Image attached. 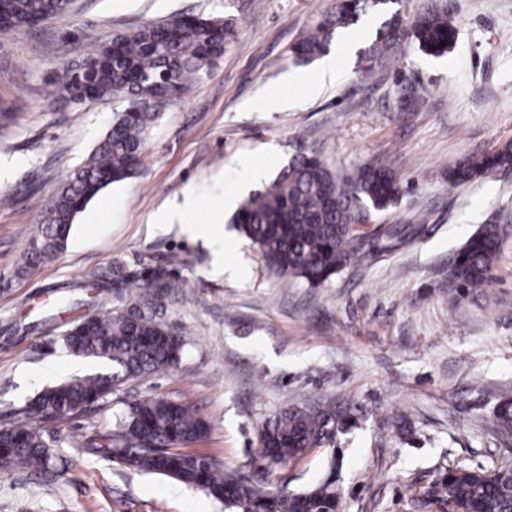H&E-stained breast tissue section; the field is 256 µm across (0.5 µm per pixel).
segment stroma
<instances>
[{
    "mask_svg": "<svg viewBox=\"0 0 512 512\" xmlns=\"http://www.w3.org/2000/svg\"><path fill=\"white\" fill-rule=\"evenodd\" d=\"M458 30L443 57L410 36L361 60L380 25L368 17L330 48L336 83L312 95L317 63L292 47L336 0H72L67 15L0 34V423L43 387L93 372L60 346L88 314L118 307L80 289L114 261L174 262L182 283L153 302L185 335L178 369L121 385L90 410L48 424L55 466L40 480L0 477V512H225L206 491L84 453L128 402L159 396L195 408L210 424L192 452L250 473L265 490L314 485L336 458L342 512H426L419 497L448 467L512 462V441L490 427L512 397V173L449 189L466 154L512 141V0H453ZM177 15L233 20L224 56L166 107L149 133L137 174L109 185L74 219L66 249L30 277L15 270L50 198L112 124L119 103L58 101L66 67L98 44ZM267 96L296 107L264 112ZM316 154L333 170L386 162L401 181L397 206L360 230L391 226L401 240L374 248L317 288L267 273L255 246L230 224L225 195L263 189L288 161ZM264 171L243 185L241 160ZM221 180L195 211L160 226L189 191ZM216 222L232 276L187 225ZM497 224L502 251L487 288L448 286V264L480 225ZM328 400L349 409L302 458L259 469L264 420L288 406Z\"/></svg>",
    "mask_w": 512,
    "mask_h": 512,
    "instance_id": "obj_1",
    "label": "stroma"
}]
</instances>
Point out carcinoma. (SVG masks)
Returning <instances> with one entry per match:
<instances>
[{"label": "carcinoma", "instance_id": "obj_1", "mask_svg": "<svg viewBox=\"0 0 512 512\" xmlns=\"http://www.w3.org/2000/svg\"><path fill=\"white\" fill-rule=\"evenodd\" d=\"M393 0H336L326 14L294 44L303 62L329 52L333 40L361 18L379 15L382 22L364 54L374 57L392 48L403 19L389 9ZM67 12L60 0H0V21L11 29L33 26ZM230 20L176 16L162 25H146L112 37L95 48L78 72L61 76L59 96L82 105L110 98L124 104L113 115L112 132L99 141L86 161L50 200L37 234L23 255L19 273L54 259L67 245L76 215L112 183L130 178L140 165L146 138L159 118V107L185 98L190 81L224 55L234 34ZM410 34L420 50L440 57L453 46L457 30L441 3L418 16ZM512 169V141L473 153L448 169L455 188L488 173ZM401 183L385 164L365 165L342 176L314 155L292 158L265 190L243 201L232 223L256 246L265 267L300 279L312 288L342 270L361 266L372 244L357 233L372 210L388 211L397 203ZM502 238L496 224H484L457 252L448 287L480 290L487 286ZM90 287L123 299L137 293L162 297L179 287L169 265L141 263L132 272L121 266L102 272ZM71 355L100 363L103 370L75 376L43 388L0 424V473L22 470L39 477L52 469L53 452L43 424L62 420L112 395L143 375L178 366L183 333L158 321L149 307L134 306L93 316L89 324L62 337ZM492 426L512 437V399L497 401ZM347 417L317 401L279 411L258 433V458L277 463L303 457L320 439L323 427ZM209 432L208 423L188 405L162 397H145L116 416L109 431L90 437L86 450L106 459L119 458L149 473L168 476L205 490L232 512H339L342 498L336 481L326 478L301 492L263 490L254 479L226 471L208 456L186 450ZM507 465L490 468L450 467L438 474L427 492L428 503L456 512H512Z\"/></svg>", "mask_w": 512, "mask_h": 512}]
</instances>
